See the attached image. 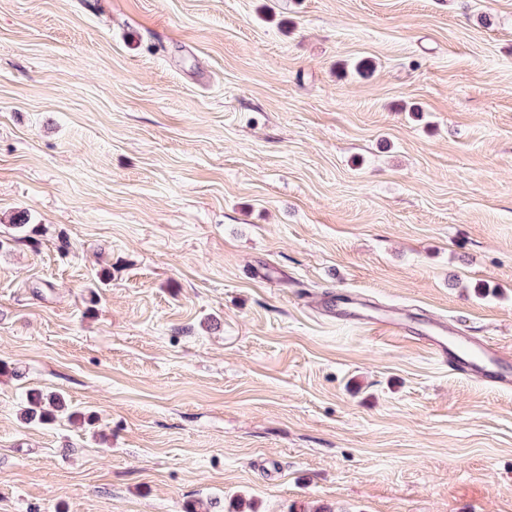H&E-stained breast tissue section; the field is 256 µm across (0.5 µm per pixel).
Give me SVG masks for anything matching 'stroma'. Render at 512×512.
I'll return each mask as SVG.
<instances>
[{
    "label": "stroma",
    "instance_id": "35a3bbf8",
    "mask_svg": "<svg viewBox=\"0 0 512 512\" xmlns=\"http://www.w3.org/2000/svg\"><path fill=\"white\" fill-rule=\"evenodd\" d=\"M340 294L512 363V0H0V512H512ZM61 417L73 421L81 419V413L69 412L66 402L61 394L50 393L43 395L35 392L30 395L27 406L23 410V419L27 422L49 424Z\"/></svg>",
    "mask_w": 512,
    "mask_h": 512
}]
</instances>
